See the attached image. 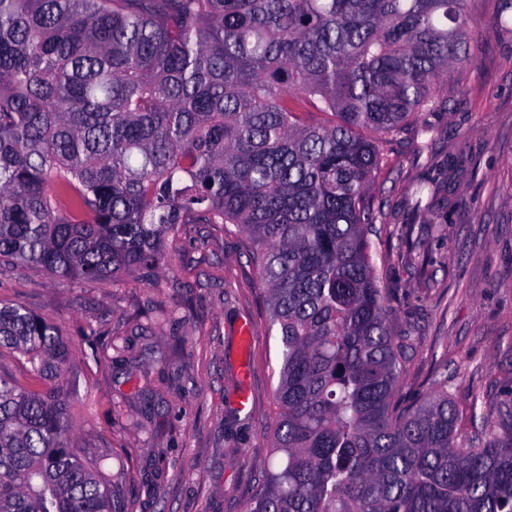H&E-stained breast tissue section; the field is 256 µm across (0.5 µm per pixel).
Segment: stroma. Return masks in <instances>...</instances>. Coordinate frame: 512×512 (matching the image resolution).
Returning <instances> with one entry per match:
<instances>
[{"label": "stroma", "mask_w": 512, "mask_h": 512, "mask_svg": "<svg viewBox=\"0 0 512 512\" xmlns=\"http://www.w3.org/2000/svg\"><path fill=\"white\" fill-rule=\"evenodd\" d=\"M498 7L471 0L482 23L467 43L473 65L448 78L446 103L417 117L429 148L409 130L381 143L374 189L391 223L429 230L413 253L430 263L393 258L379 271L416 341L400 393L416 402L447 380L463 417L512 400V29L491 28ZM417 181L439 189L430 211L415 207ZM177 247L182 263L156 288L134 276L61 284L27 266L0 278V302L40 314L70 345V442L97 458L128 512H243L269 453L280 338L235 227L182 225ZM91 324L108 330L95 359ZM159 344L164 365L147 352Z\"/></svg>", "instance_id": "35a3bbf8"}]
</instances>
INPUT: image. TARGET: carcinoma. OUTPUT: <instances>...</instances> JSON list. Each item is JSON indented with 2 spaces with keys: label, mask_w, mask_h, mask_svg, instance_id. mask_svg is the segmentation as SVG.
<instances>
[{
  "label": "carcinoma",
  "mask_w": 512,
  "mask_h": 512,
  "mask_svg": "<svg viewBox=\"0 0 512 512\" xmlns=\"http://www.w3.org/2000/svg\"><path fill=\"white\" fill-rule=\"evenodd\" d=\"M470 0H0V268L159 287L183 224L246 237L280 336L244 512H512V408L409 405L373 256L393 140L473 64ZM0 512H125L70 446L71 352L0 303Z\"/></svg>",
  "instance_id": "cac0c4a2"
}]
</instances>
